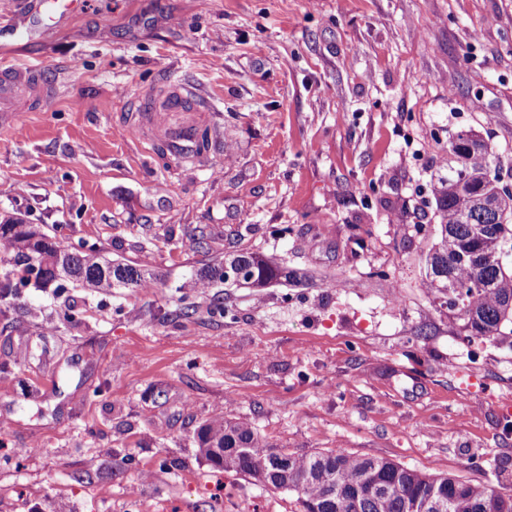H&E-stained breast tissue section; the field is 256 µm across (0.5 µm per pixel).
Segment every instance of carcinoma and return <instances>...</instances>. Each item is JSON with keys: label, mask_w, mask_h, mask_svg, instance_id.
<instances>
[{"label": "carcinoma", "mask_w": 512, "mask_h": 512, "mask_svg": "<svg viewBox=\"0 0 512 512\" xmlns=\"http://www.w3.org/2000/svg\"><path fill=\"white\" fill-rule=\"evenodd\" d=\"M455 167L438 179L435 199V242L426 257L423 288L443 301L448 314L462 322L467 336L492 341L506 322L512 323V267L479 264L477 252L499 248L502 218L512 219V195L485 206L492 152L475 134L460 133L448 143ZM0 245L13 254L12 268L0 275V303L19 296L20 289L56 284L110 292L114 288H144L143 271L108 260L87 241L64 244L38 224L0 221ZM244 266L246 286L264 288L290 277L273 256L251 251L226 253L183 284L212 288L226 283V270ZM85 310L69 304L63 322L78 325ZM217 446L232 452L217 467L254 479L266 475L269 488L296 495L302 512H512V491L474 484L456 475L431 476L386 458L360 457L341 451L290 453L288 478L274 473V449L264 444L247 421L213 416L199 430V450Z\"/></svg>", "instance_id": "1"}]
</instances>
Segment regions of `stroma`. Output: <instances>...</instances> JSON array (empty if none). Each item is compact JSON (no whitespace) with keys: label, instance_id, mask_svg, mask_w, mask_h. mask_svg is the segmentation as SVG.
<instances>
[{"label":"stroma","instance_id":"stroma-1","mask_svg":"<svg viewBox=\"0 0 512 512\" xmlns=\"http://www.w3.org/2000/svg\"><path fill=\"white\" fill-rule=\"evenodd\" d=\"M24 8L0 0V62L54 87L25 139L0 126V215L154 285L28 287L0 316V512H300L201 456L218 412L512 490V323L467 340L422 286L448 142L477 132L512 185V0H82L30 40L3 31ZM174 83L205 111H165ZM188 123L208 151L159 157ZM242 249L307 285L222 284L182 316L183 282Z\"/></svg>","mask_w":512,"mask_h":512}]
</instances>
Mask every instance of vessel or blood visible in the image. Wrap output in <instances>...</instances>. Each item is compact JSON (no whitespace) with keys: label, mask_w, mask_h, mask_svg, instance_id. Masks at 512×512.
Returning a JSON list of instances; mask_svg holds the SVG:
<instances>
[{"label":"vessel or blood","mask_w":512,"mask_h":512,"mask_svg":"<svg viewBox=\"0 0 512 512\" xmlns=\"http://www.w3.org/2000/svg\"><path fill=\"white\" fill-rule=\"evenodd\" d=\"M50 80L36 68H0V123L14 124L20 107H36L49 92ZM168 107L175 112H197L201 106L193 89L175 85L168 95Z\"/></svg>","instance_id":"b4317fda"}]
</instances>
